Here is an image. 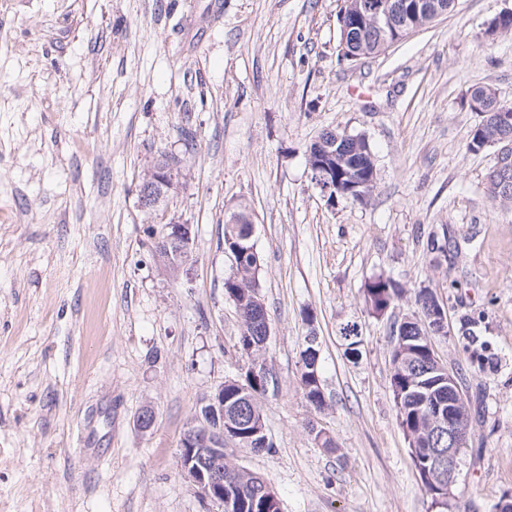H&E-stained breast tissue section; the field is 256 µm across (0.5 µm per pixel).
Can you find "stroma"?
Here are the masks:
<instances>
[{
	"instance_id": "1",
	"label": "stroma",
	"mask_w": 512,
	"mask_h": 512,
	"mask_svg": "<svg viewBox=\"0 0 512 512\" xmlns=\"http://www.w3.org/2000/svg\"><path fill=\"white\" fill-rule=\"evenodd\" d=\"M210 2L0 0V512H220L178 453L201 399L245 364L224 294V218L241 205L263 261L272 449L230 461L281 512H436L390 389L391 325L429 288L449 324L485 314V369L457 337L435 348L472 413L447 512H494L512 492V209L486 193L493 151L467 150L468 100L491 85L512 102V33L482 35L512 0H455L355 62L338 52L342 0ZM327 128L369 139L367 204L316 186L305 148ZM164 158L176 185L142 208ZM169 223L192 227L176 277L155 251ZM442 236L447 254L428 252ZM378 275L406 290L381 317L364 298ZM353 321L355 360L339 338ZM312 334L319 411L300 388ZM87 431L106 456L83 451Z\"/></svg>"
}]
</instances>
